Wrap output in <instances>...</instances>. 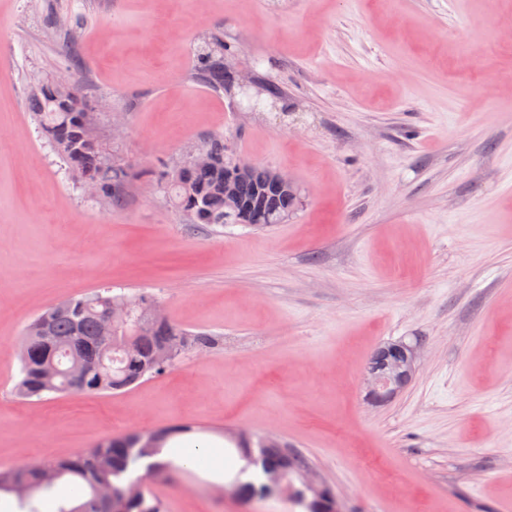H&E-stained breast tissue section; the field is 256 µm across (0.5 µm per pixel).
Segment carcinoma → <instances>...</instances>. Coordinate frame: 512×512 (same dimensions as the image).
Instances as JSON below:
<instances>
[{"label":"carcinoma","instance_id":"1","mask_svg":"<svg viewBox=\"0 0 512 512\" xmlns=\"http://www.w3.org/2000/svg\"><path fill=\"white\" fill-rule=\"evenodd\" d=\"M228 51L224 37L213 33L199 47L194 65V78L215 91H229L232 75L224 68ZM29 103L32 114L53 151L63 160L71 176L83 184L94 180L99 184V199L109 204L120 202L125 189L135 176L134 165L118 164L112 154L103 152L106 143L86 134L93 122L85 96L77 82L63 87L47 77L31 88ZM199 149L209 155L205 165H188L178 175L167 172L160 189L174 202L189 224H256L260 227L279 223V219L295 215L304 200L303 190L292 192L280 188L270 178V169L241 164L226 155L224 139L211 137ZM231 176L233 191L224 193V174ZM122 294L112 288L96 289L72 297L41 311L27 326L20 356L16 394L24 400H41L48 394H65L68 371L75 365L83 370L80 393L98 395L119 393L144 380L164 373L169 365L155 363V355L167 341L185 340L183 355L199 349H210L216 338L207 332H193L168 321L141 325L136 316L129 319L128 331L137 336L130 350L102 353V313L109 302H120ZM192 432L189 426L163 429L153 448H140L136 435L112 438L70 457L43 463L0 469V494L12 493L15 482L22 479L30 486L29 494L15 496L21 512H41L36 498L49 493L56 482H41L46 470L58 472V479L73 485V498L61 500L54 512H164L162 501L144 484L149 476L174 469L165 453L167 443L175 436ZM233 445L243 465L233 481L238 492L249 497L273 493L268 472L281 470L294 486V500L303 512H335L336 498L330 487L314 494L302 483L308 469L304 456L278 448H267L264 440L224 434ZM259 471L263 479L246 482L241 476ZM138 488V493L105 503L98 490Z\"/></svg>","mask_w":512,"mask_h":512}]
</instances>
